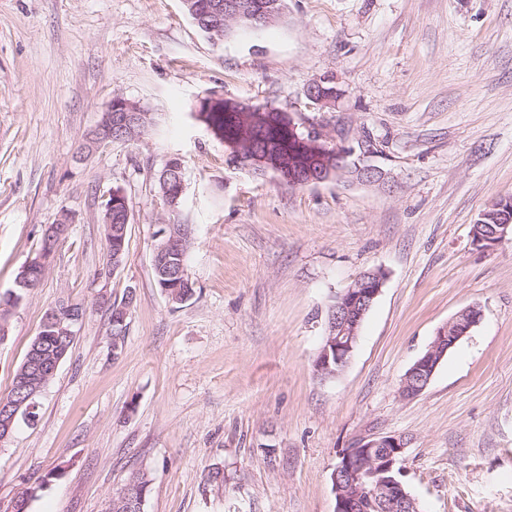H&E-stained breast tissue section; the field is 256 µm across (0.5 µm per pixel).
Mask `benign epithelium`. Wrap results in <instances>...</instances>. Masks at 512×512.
<instances>
[{"label": "benign epithelium", "mask_w": 512, "mask_h": 512, "mask_svg": "<svg viewBox=\"0 0 512 512\" xmlns=\"http://www.w3.org/2000/svg\"><path fill=\"white\" fill-rule=\"evenodd\" d=\"M190 14L196 20L204 21L213 32H220L221 25L229 20L245 21L258 29L279 20L284 13L282 0H183ZM336 82L332 75H324L313 80L306 88L305 97L314 106L329 108L341 98L342 92L330 84ZM136 112L123 97L114 98L104 113L99 125L87 137L84 149L93 151L112 142V133L125 131L137 123ZM279 128L288 132V155L295 152L314 156L316 164L305 173H298L293 167H284L272 159L267 152L248 149L243 140V132L224 140L229 163L237 168L256 172L274 171L280 181L290 186L319 184L351 175L359 181L375 182L382 177V171L371 165H361L349 161L352 152L344 148H331L327 136L320 130L311 128L299 132L295 113H280ZM512 233V225L502 224L491 240L476 238L473 243L490 249ZM47 240L39 258L27 264L18 278L24 289L37 287L56 245L64 238L62 226L54 224L45 228ZM182 232L176 224L167 225L163 240L154 249V264L164 265L168 255L180 248ZM384 272L363 273L351 286L336 294L335 304L329 306L326 335L315 361L317 372L323 377H335L349 365L358 341L360 325L385 282ZM84 317L81 308L69 304L60 309H52L44 316L42 327L54 330L56 336H73L72 327ZM481 318V311L470 306L460 311L445 326L439 328L427 350L414 362L403 378L400 393L407 398L420 395L427 387L437 366L448 350L466 336ZM29 414L34 404L15 402L11 399L0 401V443L12 433L20 410ZM403 439L394 436L378 437L365 444L348 449L341 457L336 469H345L350 475L347 486L334 481L335 512H351L352 502L362 498L388 507L386 512H412L407 505L412 502L402 481Z\"/></svg>", "instance_id": "obj_1"}]
</instances>
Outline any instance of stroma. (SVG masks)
I'll return each instance as SVG.
<instances>
[{"label": "stroma", "instance_id": "obj_1", "mask_svg": "<svg viewBox=\"0 0 512 512\" xmlns=\"http://www.w3.org/2000/svg\"><path fill=\"white\" fill-rule=\"evenodd\" d=\"M334 75L335 107L307 86ZM155 125L82 156L115 96ZM209 95L301 110L378 182L288 187L230 168L198 119ZM185 169L177 206L159 174ZM125 196L122 265L106 272L103 205ZM512 196V0H286L283 17L212 41L182 0H0V398L47 310L81 305L73 347L0 443V512H107L134 473L143 512H335L349 448L403 438L420 512H512V237L471 227ZM70 227L19 291L48 225ZM190 229L192 297L168 300L156 233ZM384 287L333 379L314 360L327 306L368 269ZM131 298L124 335L111 305ZM482 317L417 397L401 382L458 312Z\"/></svg>", "mask_w": 512, "mask_h": 512}]
</instances>
